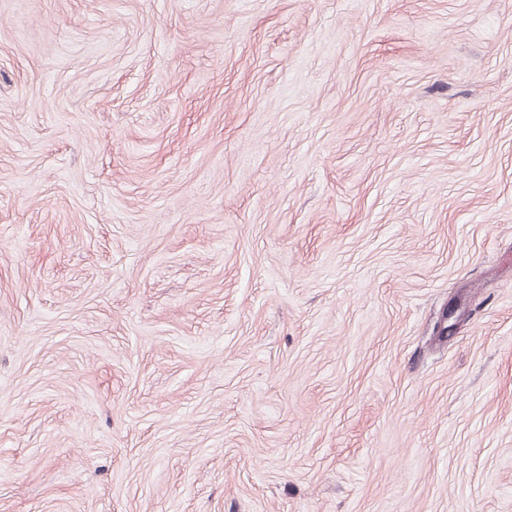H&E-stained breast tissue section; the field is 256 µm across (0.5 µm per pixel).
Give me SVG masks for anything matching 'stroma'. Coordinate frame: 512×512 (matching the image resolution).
<instances>
[{
  "mask_svg": "<svg viewBox=\"0 0 512 512\" xmlns=\"http://www.w3.org/2000/svg\"><path fill=\"white\" fill-rule=\"evenodd\" d=\"M0 512H512V0H0Z\"/></svg>",
  "mask_w": 512,
  "mask_h": 512,
  "instance_id": "1",
  "label": "stroma"
}]
</instances>
